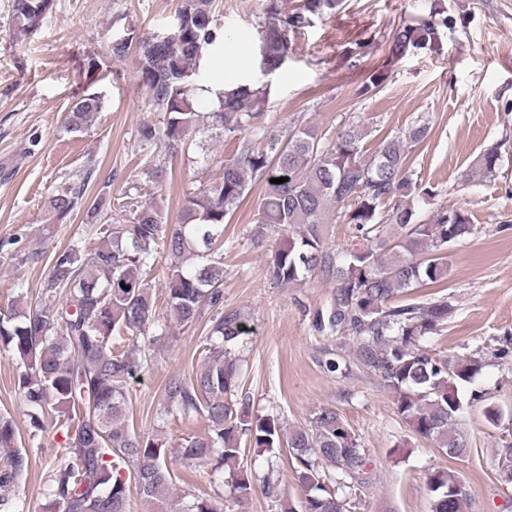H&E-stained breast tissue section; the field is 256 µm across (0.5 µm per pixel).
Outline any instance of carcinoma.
Returning a JSON list of instances; mask_svg holds the SVG:
<instances>
[{"label": "carcinoma", "mask_w": 512, "mask_h": 512, "mask_svg": "<svg viewBox=\"0 0 512 512\" xmlns=\"http://www.w3.org/2000/svg\"><path fill=\"white\" fill-rule=\"evenodd\" d=\"M214 2L180 0L181 26L139 42L140 84L163 113L162 125H140L139 141L145 148L162 141L169 153H182L190 149L191 133L208 118L210 126L237 141L220 179L189 200L176 224L164 221L157 204L140 203L130 223L108 233L93 252L78 247L55 252L38 300L19 293L0 308V348L20 361L17 391L28 408L30 435L49 424L62 437V459L45 478L50 512H129L133 487L143 498L163 504L172 495L175 458L190 469L214 461L231 470L230 498L243 503L257 491L243 467L250 451L267 456L262 492L279 502L281 512H353L358 495L372 483L368 450L335 408L320 407L309 426L286 432L278 418L252 416L243 396L239 346L247 317L224 309V224L253 180L264 181L265 191L252 244L264 246L271 231L282 236L267 261L272 283L289 288L312 277L336 283L325 305L304 310L313 335L352 339L356 365L396 395L397 412L415 436L451 458L470 452L457 423L463 410L458 387L479 373L482 358L442 355L427 346L452 313L448 297L402 299L414 288L446 280L445 250L473 231L461 209L441 207L428 224L413 220L412 200L430 191L413 179L408 157L428 136V124L418 121L366 155L362 142L368 130L360 117L330 138L311 126H295L285 135L265 125L260 88L221 91L219 109L201 116L183 74L193 72L219 38ZM265 2L261 44L274 69L287 57L289 33L344 6V0H301L285 13L279 0ZM52 6L53 0H14L15 27L35 32ZM450 22L440 7L415 24L391 29L392 55L436 46ZM106 109L104 95L86 91L72 102L67 126L82 131ZM500 161L498 148L491 147L476 166L493 176ZM91 177L89 169L65 190L47 196L51 223H68L84 205L91 220L111 209L105 191L86 204ZM280 177L288 181L270 182ZM330 205L339 208L337 217L350 225L355 239L341 251L329 247L319 232ZM161 253L172 261L165 315L158 312L146 281ZM205 307L213 313L201 367L168 380L163 409L202 417L207 429L174 448L162 436L137 430L127 385L151 361L150 346L168 335L167 322L191 327L202 320ZM125 339L128 345H114ZM17 435L14 422L0 416V448L6 452L0 467L3 512H26L16 489L28 456L17 449ZM283 447L306 489L298 505L281 488L278 451ZM427 491L430 512H468L469 493L455 472L431 471ZM174 512H224V503L207 493L187 492Z\"/></svg>", "instance_id": "1"}]
</instances>
